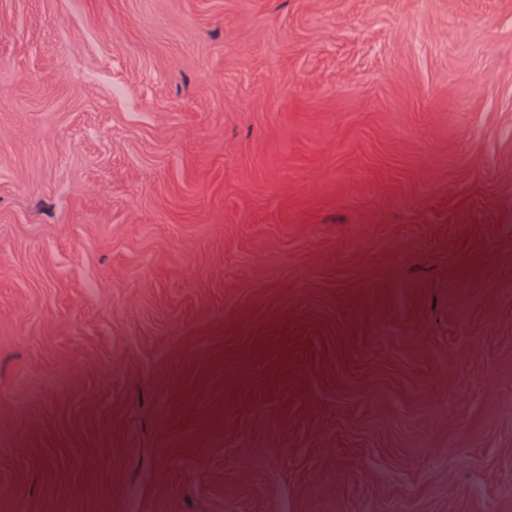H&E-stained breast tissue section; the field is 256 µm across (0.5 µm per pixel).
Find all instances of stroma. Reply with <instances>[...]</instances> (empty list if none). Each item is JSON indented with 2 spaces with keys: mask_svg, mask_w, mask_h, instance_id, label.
<instances>
[{
  "mask_svg": "<svg viewBox=\"0 0 512 512\" xmlns=\"http://www.w3.org/2000/svg\"><path fill=\"white\" fill-rule=\"evenodd\" d=\"M0 512H512V0H0Z\"/></svg>",
  "mask_w": 512,
  "mask_h": 512,
  "instance_id": "1",
  "label": "stroma"
}]
</instances>
